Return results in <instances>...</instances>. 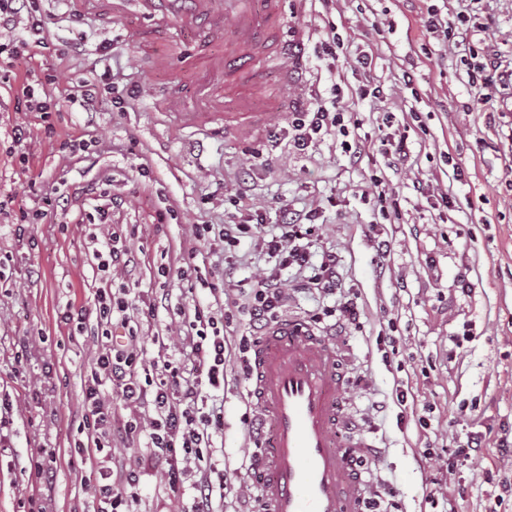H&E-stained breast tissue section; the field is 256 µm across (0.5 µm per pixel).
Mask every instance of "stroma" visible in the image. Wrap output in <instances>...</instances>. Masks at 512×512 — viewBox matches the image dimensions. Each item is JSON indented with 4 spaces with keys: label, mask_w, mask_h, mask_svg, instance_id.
Segmentation results:
<instances>
[{
    "label": "stroma",
    "mask_w": 512,
    "mask_h": 512,
    "mask_svg": "<svg viewBox=\"0 0 512 512\" xmlns=\"http://www.w3.org/2000/svg\"><path fill=\"white\" fill-rule=\"evenodd\" d=\"M50 35L36 49L40 78L63 75L70 84L107 79L118 93L140 86L126 110L103 95L94 114L61 104L49 120L27 113L22 100L0 88V194L18 206L41 210L38 223L18 232L10 214L0 215V512H93V490L81 480L77 430L84 412V380L95 357L88 336L70 335L62 321L71 308H91L98 286L86 245L88 228L75 223L91 189L103 188L119 201L118 224L134 227L130 242L138 260L125 274L131 289L147 295L168 292L152 330L178 331V309L197 301L214 309L207 281L225 264L250 283L264 265L249 240L232 251L221 242L195 238L197 224L224 221V186L240 172L248 141L228 137L223 123L187 124L162 103L179 98L201 111L222 105L208 94L206 77L159 65L153 50L167 40L166 26L152 31V49L122 36V22L100 11L75 13L63 0H35ZM424 0H285L288 38L305 44L296 66L299 81L322 94L341 85L345 106L358 114L361 134L378 139L383 112L356 88L373 77L389 100L399 101L395 123L408 131L416 157L414 179L392 178L401 217L383 224L365 191L372 172L384 169L380 154L350 164L339 139L316 144L308 155L288 151L287 139L269 135L286 120L268 118L257 138L271 171L255 181L253 196L269 206L285 201L298 210L321 207L312 251H335L343 292L363 306L362 326L341 332L350 352L340 372L347 392L342 412L352 434L366 435L379 452L374 479L394 489L402 512H512V461L498 448L477 456L453 455L456 441L471 431L512 426V135L486 127L460 104L468 98L467 67L456 55L442 56L419 17ZM487 45L512 41V0H478ZM337 31L344 45L336 59L317 57L316 47ZM373 56L370 75L350 62L358 49ZM411 76L418 98L403 94ZM27 125L23 143L15 125ZM464 169L455 180L449 159ZM439 181L456 200L453 208L431 207L414 181ZM62 200L46 201L51 187ZM390 242L378 262L374 238ZM201 257L203 285L182 295L180 269ZM168 276H160V267ZM396 319L401 340L391 348L386 334ZM407 393L398 404L396 390ZM250 385L227 370L224 387L207 390L208 406L222 407L224 430L213 439L212 459L228 477L215 512H252L243 415ZM115 457L146 468L132 512H185L190 487L172 490L163 471L147 468L145 440L116 442Z\"/></svg>",
    "instance_id": "1"
}]
</instances>
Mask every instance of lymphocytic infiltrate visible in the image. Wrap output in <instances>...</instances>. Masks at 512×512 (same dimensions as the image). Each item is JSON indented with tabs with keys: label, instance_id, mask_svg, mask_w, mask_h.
<instances>
[{
	"label": "lymphocytic infiltrate",
	"instance_id": "lymphocytic-infiltrate-1",
	"mask_svg": "<svg viewBox=\"0 0 512 512\" xmlns=\"http://www.w3.org/2000/svg\"><path fill=\"white\" fill-rule=\"evenodd\" d=\"M420 22L426 35L469 59L465 109L484 113L486 123H495L493 102L499 87L512 83V70L502 68L499 54L486 51L465 15L453 18L447 8L433 5ZM342 99L337 86L327 98L310 88L300 91L288 113V144L293 152L306 154L324 136L345 133L351 125L361 126L358 118L346 123ZM230 203L236 209L237 221L219 230L209 224L196 225V236L214 232L231 247L241 239H251L266 256L267 264L260 277L242 289L241 301L229 306L223 316L198 303L181 308L179 347L171 351L160 348L154 357L141 345L140 331L145 322L157 317L164 300L136 299L128 289L112 285L115 270L134 261L129 234L114 232L104 240L95 235L90 238L100 281L91 314L96 319L101 348L85 382V411L78 428L88 433L95 448L94 461L84 479L95 486L96 512H129L139 481L136 471L118 465L110 453L112 414L102 400L103 382L119 390L127 404L149 411L148 416L126 421L123 434L131 439L146 437L149 461L163 468L171 488L182 486L188 471H195L189 512H211L215 492L224 488V473L211 462L212 438L221 433L224 422L216 408L208 407L203 391L224 385L225 328L236 322L245 326L236 348L240 374L250 378V353L256 341L286 316L289 293L282 270L297 267L303 273L300 287L324 296L335 294L339 286L335 252L325 251L315 258L309 250L318 209L303 212L281 205L280 222L275 231L267 233L262 211L243 203L236 194Z\"/></svg>",
	"mask_w": 512,
	"mask_h": 512
}]
</instances>
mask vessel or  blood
<instances>
[{"label": "vessel or blood", "mask_w": 512, "mask_h": 512, "mask_svg": "<svg viewBox=\"0 0 512 512\" xmlns=\"http://www.w3.org/2000/svg\"><path fill=\"white\" fill-rule=\"evenodd\" d=\"M111 8L118 16L136 15L138 24L125 27L124 37L140 43L150 25L180 15L182 24L196 17L207 20L198 42L182 46L171 38L164 55L179 58L188 71L219 69L212 91L231 88L224 114L225 133L255 137L258 110L264 102L255 67L268 60L263 32L282 31L280 0H71L77 10L92 2ZM223 40L224 54L209 51ZM337 344L307 325L300 317L271 326L251 354L252 394L256 411L271 426V434L256 439L263 454L260 466L267 475L260 495L267 512H363V479L348 464L352 449L368 447L367 438L342 443L341 400L345 392Z\"/></svg>", "instance_id": "vessel-or-blood-1"}]
</instances>
